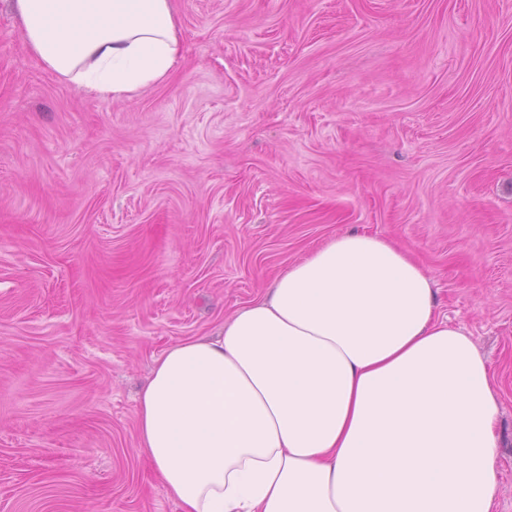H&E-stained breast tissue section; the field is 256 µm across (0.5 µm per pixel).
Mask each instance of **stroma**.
<instances>
[{
  "instance_id": "obj_1",
  "label": "stroma",
  "mask_w": 512,
  "mask_h": 512,
  "mask_svg": "<svg viewBox=\"0 0 512 512\" xmlns=\"http://www.w3.org/2000/svg\"><path fill=\"white\" fill-rule=\"evenodd\" d=\"M172 77L58 82L0 0V512H178L153 357L344 230L412 251L494 374L512 512V0H176Z\"/></svg>"
}]
</instances>
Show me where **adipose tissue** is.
<instances>
[{"label":"adipose tissue","instance_id":"ef3b65f1","mask_svg":"<svg viewBox=\"0 0 512 512\" xmlns=\"http://www.w3.org/2000/svg\"><path fill=\"white\" fill-rule=\"evenodd\" d=\"M55 78L121 100L167 81L173 0H12ZM493 373L411 251L340 233L214 336L153 360L137 451L180 512H493Z\"/></svg>","mask_w":512,"mask_h":512}]
</instances>
